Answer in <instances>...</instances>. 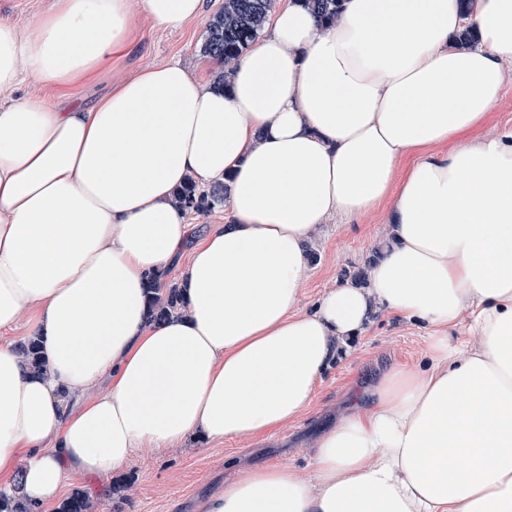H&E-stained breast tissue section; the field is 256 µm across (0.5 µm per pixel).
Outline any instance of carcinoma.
<instances>
[{
    "mask_svg": "<svg viewBox=\"0 0 512 512\" xmlns=\"http://www.w3.org/2000/svg\"><path fill=\"white\" fill-rule=\"evenodd\" d=\"M274 2L275 0H224V9L208 21L201 52L221 64V70L215 76L217 85L224 84L230 65L258 39ZM306 2L321 20L335 18L341 5V0ZM227 195L228 185L224 182L203 189L189 179L177 191L175 202L192 214L205 216L224 206ZM148 293L149 315L155 321H164L183 307L182 293L174 284L166 288L151 284ZM18 348L33 369H41L37 337H26L19 343ZM55 512H93V504L85 494L75 492L64 499Z\"/></svg>",
    "mask_w": 512,
    "mask_h": 512,
    "instance_id": "cac0c4a2",
    "label": "carcinoma"
}]
</instances>
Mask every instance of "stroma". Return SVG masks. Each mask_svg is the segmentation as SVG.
<instances>
[{"instance_id": "35a3bbf8", "label": "stroma", "mask_w": 512, "mask_h": 512, "mask_svg": "<svg viewBox=\"0 0 512 512\" xmlns=\"http://www.w3.org/2000/svg\"><path fill=\"white\" fill-rule=\"evenodd\" d=\"M224 0H204L201 19L170 32L145 16L135 21L132 44L114 55L111 67L94 80L71 88L65 97L42 89L50 103L87 107L111 87L131 79L145 66L177 61L192 73L214 78L216 60L200 52L206 25ZM383 209L350 224H331L312 241L316 259L302 288L299 306L310 307L344 273L366 270L369 256L383 240ZM427 339L418 327L383 314L378 316L352 353L332 364L318 385L307 413L280 429L260 436L206 443L191 440L167 450L144 448L121 469L130 486L114 497L99 480L72 477L66 490H82L94 512H199L204 497L257 465L288 463L306 480L314 478V457L321 434L352 413L363 411L367 392L389 367L426 364Z\"/></svg>"}]
</instances>
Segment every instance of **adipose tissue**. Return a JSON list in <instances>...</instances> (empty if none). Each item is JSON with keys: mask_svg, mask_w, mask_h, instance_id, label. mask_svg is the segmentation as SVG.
Returning a JSON list of instances; mask_svg holds the SVG:
<instances>
[{"mask_svg": "<svg viewBox=\"0 0 512 512\" xmlns=\"http://www.w3.org/2000/svg\"><path fill=\"white\" fill-rule=\"evenodd\" d=\"M138 8L178 31L202 0L0 17V328L27 320L45 362L0 345V484L44 508L66 474L108 480L141 448L274 430L385 313L425 330L427 364L320 437L313 481L247 468L200 512H512V129L487 127L512 0H343L330 24L288 0L224 86L172 63L89 108L17 97L95 75ZM190 178L229 181L228 219L191 249L182 311L152 322ZM380 207L367 278L298 309L313 237Z\"/></svg>", "mask_w": 512, "mask_h": 512, "instance_id": "1", "label": "adipose tissue"}]
</instances>
